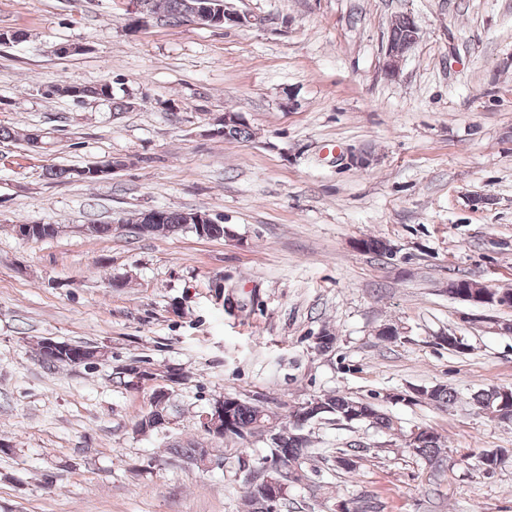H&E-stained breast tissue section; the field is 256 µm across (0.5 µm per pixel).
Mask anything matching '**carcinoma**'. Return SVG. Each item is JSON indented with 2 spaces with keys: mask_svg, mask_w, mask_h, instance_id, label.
I'll list each match as a JSON object with an SVG mask.
<instances>
[{
  "mask_svg": "<svg viewBox=\"0 0 512 512\" xmlns=\"http://www.w3.org/2000/svg\"><path fill=\"white\" fill-rule=\"evenodd\" d=\"M152 7L154 14L169 25L177 26L184 22L185 0H152ZM417 39L418 27L409 16L402 14L392 21L388 41L405 45ZM77 90L78 97L84 100L110 101L113 99L112 84L107 82L81 85L77 87ZM184 221L183 212L166 210L161 223L149 226V233L165 234L184 228L194 233L197 232L195 225H186ZM58 233L59 227L56 224H33L30 226L29 239L43 241L55 237ZM38 347L42 362L52 367L72 363L70 357L72 352L76 353L77 358L92 363L95 351H97L95 346L71 345L65 351V356L61 357L49 353L43 340L38 343ZM428 392V400L440 407H446L458 399V392L446 385H434L428 388ZM317 401L320 408L316 414L318 418L324 419L332 416L336 420L343 421L345 416L352 413L358 416L360 423H369L381 430H393V420L371 403L340 393L324 394L317 397ZM500 401L501 397L497 387L480 389L470 397L471 406L479 412L493 413L497 411ZM224 413L229 415L232 423L242 431L238 438L243 439L248 435H259L266 438L270 443L271 461L282 467L286 482H292L290 474L293 466L300 467L312 457L310 439L297 422L290 420L284 423L278 414L269 416L263 413L259 404L237 397L228 402ZM167 416H169V400L166 399L163 403L152 406L146 414L142 415L137 421V428L141 432L151 431L155 429L158 420ZM413 454L418 460L424 463L432 461L438 467L443 466L448 460L447 452L442 448L439 435L428 428H424L420 432L417 444L413 448ZM258 485L259 482L256 481L252 484V488L246 491L245 499L248 512H271L270 505L258 490Z\"/></svg>",
  "mask_w": 512,
  "mask_h": 512,
  "instance_id": "cac0c4a2",
  "label": "carcinoma"
}]
</instances>
